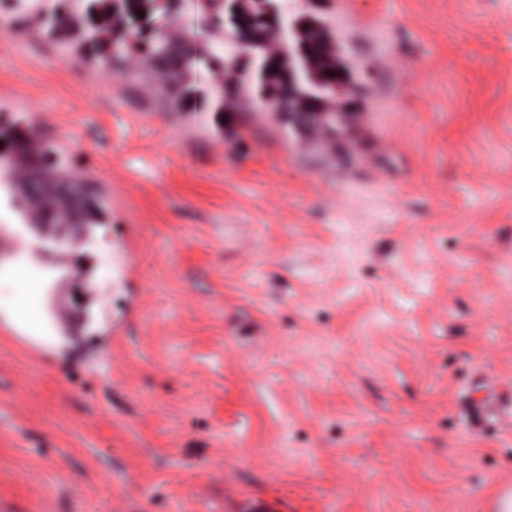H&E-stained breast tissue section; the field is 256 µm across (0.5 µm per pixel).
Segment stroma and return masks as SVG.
Masks as SVG:
<instances>
[{"mask_svg":"<svg viewBox=\"0 0 512 512\" xmlns=\"http://www.w3.org/2000/svg\"><path fill=\"white\" fill-rule=\"evenodd\" d=\"M370 67L341 145L286 114L172 112L0 0V124L99 182L39 248L0 186V307L66 306L35 355L0 315V512H505L512 0H300ZM42 284L38 275L26 271V288H19V297L13 305L5 307L6 316L14 317L33 326L38 322ZM23 318V319H20Z\"/></svg>","mask_w":512,"mask_h":512,"instance_id":"1","label":"stroma"}]
</instances>
